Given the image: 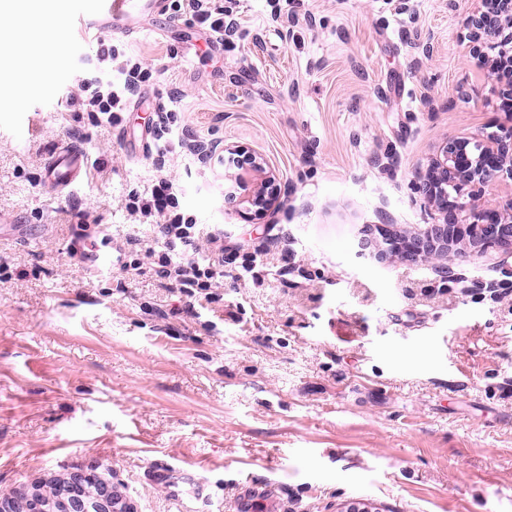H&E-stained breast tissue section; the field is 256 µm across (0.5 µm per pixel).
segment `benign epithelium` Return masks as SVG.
Segmentation results:
<instances>
[{"label": "benign epithelium", "instance_id": "7a95c632", "mask_svg": "<svg viewBox=\"0 0 512 512\" xmlns=\"http://www.w3.org/2000/svg\"><path fill=\"white\" fill-rule=\"evenodd\" d=\"M485 9L467 17L473 53L486 65L485 50L498 52L488 66V77L497 85L504 121L487 135H463L445 142L416 175L417 192L441 214V222L420 225L405 235L381 229L386 249L401 261L422 264L446 260L461 248L476 256L491 251L512 257V201L477 209L475 190L505 179L512 180V67L504 68L501 54L512 53V0H483ZM224 152L232 159L228 174L233 191L230 197L248 210H277L282 207L275 175L264 158L231 145ZM470 212V221L460 215ZM116 490L112 480L92 472L74 471L60 492L66 512H113Z\"/></svg>", "mask_w": 512, "mask_h": 512}]
</instances>
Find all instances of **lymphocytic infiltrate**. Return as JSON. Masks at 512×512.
Wrapping results in <instances>:
<instances>
[{"label": "lymphocytic infiltrate", "instance_id": "lymphocytic-infiltrate-1", "mask_svg": "<svg viewBox=\"0 0 512 512\" xmlns=\"http://www.w3.org/2000/svg\"><path fill=\"white\" fill-rule=\"evenodd\" d=\"M116 82H85L78 86L76 101L87 112L94 127H116L129 100L139 95L148 79L138 67L120 66ZM178 190L173 181L159 177L140 193L130 195L127 210L135 219L149 224L152 236L144 240L126 238L114 244L98 227L77 225L67 249L87 269L118 265L128 275H136L143 262H150L161 287L198 303H213L217 288L224 282V232H203L189 216L176 211Z\"/></svg>", "mask_w": 512, "mask_h": 512}]
</instances>
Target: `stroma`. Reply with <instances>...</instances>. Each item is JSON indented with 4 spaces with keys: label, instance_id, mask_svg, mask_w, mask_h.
Here are the masks:
<instances>
[{
    "label": "stroma",
    "instance_id": "stroma-1",
    "mask_svg": "<svg viewBox=\"0 0 512 512\" xmlns=\"http://www.w3.org/2000/svg\"><path fill=\"white\" fill-rule=\"evenodd\" d=\"M208 5L232 38L185 45L197 25L176 0L150 35L83 36L75 0L0 19L59 48L0 92V495L84 469L133 512H239L267 485L281 512H512V260L460 254L444 273L362 252L366 226L435 223L416 173L503 118L465 26L481 0ZM103 46L152 72L111 130L70 102ZM166 110L185 141L260 154L283 208L240 215L224 168L131 151ZM65 144L105 170L51 194ZM160 174L223 225L226 254L257 258L192 313L151 267L95 276L66 249L81 222L145 234L126 203Z\"/></svg>",
    "mask_w": 512,
    "mask_h": 512
}]
</instances>
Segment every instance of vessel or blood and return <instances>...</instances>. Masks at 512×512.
<instances>
[{
	"mask_svg": "<svg viewBox=\"0 0 512 512\" xmlns=\"http://www.w3.org/2000/svg\"><path fill=\"white\" fill-rule=\"evenodd\" d=\"M163 9V0H87L77 19L86 32L109 29L131 33L139 30L141 21ZM90 159L76 146L56 150L45 165L46 186L61 191L85 179Z\"/></svg>",
	"mask_w": 512,
	"mask_h": 512,
	"instance_id": "vessel-or-blood-1",
	"label": "vessel or blood"
}]
</instances>
